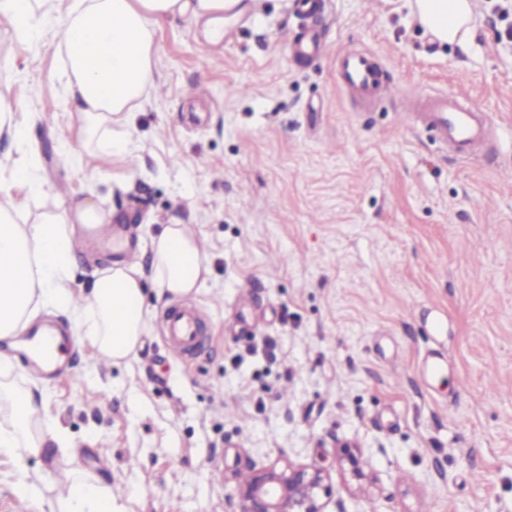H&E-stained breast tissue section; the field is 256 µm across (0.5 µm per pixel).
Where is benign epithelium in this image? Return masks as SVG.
I'll return each mask as SVG.
<instances>
[{"mask_svg": "<svg viewBox=\"0 0 512 512\" xmlns=\"http://www.w3.org/2000/svg\"><path fill=\"white\" fill-rule=\"evenodd\" d=\"M250 480L239 486L240 512H324L329 494L330 466L271 464L250 466Z\"/></svg>", "mask_w": 512, "mask_h": 512, "instance_id": "benign-epithelium-1", "label": "benign epithelium"}]
</instances>
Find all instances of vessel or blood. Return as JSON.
Segmentation results:
<instances>
[{"label": "vessel or blood", "mask_w": 512, "mask_h": 512, "mask_svg": "<svg viewBox=\"0 0 512 512\" xmlns=\"http://www.w3.org/2000/svg\"><path fill=\"white\" fill-rule=\"evenodd\" d=\"M338 77L343 87L360 98L389 90L372 55L364 52L344 54L340 59ZM405 115L465 157L475 154L491 137L490 119L458 96L437 94L424 98L408 95ZM161 331L175 356L191 355L203 345L200 312L196 307L178 305L165 310ZM30 342L41 359L36 366L37 371L47 377L59 376L61 363L68 354L65 329L53 327L33 335Z\"/></svg>", "instance_id": "b4317fda"}]
</instances>
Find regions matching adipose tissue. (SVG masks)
Listing matches in <instances>:
<instances>
[{"instance_id":"obj_1","label":"adipose tissue","mask_w":512,"mask_h":512,"mask_svg":"<svg viewBox=\"0 0 512 512\" xmlns=\"http://www.w3.org/2000/svg\"><path fill=\"white\" fill-rule=\"evenodd\" d=\"M248 8L247 0H71L61 41L65 92L83 117L84 136L101 133L112 149L121 147L123 126L154 82L156 30L166 18L179 14L211 23L238 18ZM55 9L56 0H0V16L30 39ZM414 13L438 41L467 47L468 0H415ZM19 217L11 200L0 201V342L22 335L39 311L50 308L83 330L96 359L119 364L135 355L147 331L146 282L159 294L186 297L206 281L202 242L192 226L166 224L150 239L149 267L115 264L96 275L88 293L75 294L74 235L77 226L101 224L96 206L86 202L32 224ZM14 371L12 356L0 353V453L50 446L71 454L66 434L38 429V399L33 390L12 389ZM52 510L127 512L122 496L78 469Z\"/></svg>"}]
</instances>
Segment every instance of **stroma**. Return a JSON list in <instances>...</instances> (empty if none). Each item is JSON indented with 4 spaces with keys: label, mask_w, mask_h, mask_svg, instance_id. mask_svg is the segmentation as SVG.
Instances as JSON below:
<instances>
[{
    "label": "stroma",
    "mask_w": 512,
    "mask_h": 512,
    "mask_svg": "<svg viewBox=\"0 0 512 512\" xmlns=\"http://www.w3.org/2000/svg\"><path fill=\"white\" fill-rule=\"evenodd\" d=\"M471 9L465 50L436 42L411 0H326L317 15L256 0L217 41L169 18L129 153L106 160L79 138L61 29L34 47L0 18V95L53 195L15 180L19 148L3 138L0 190L31 221L94 202L145 263L150 231L192 225L209 268L187 299L205 318L197 355L165 347L174 299L150 283L129 363L78 344L66 378L14 372V389L43 391L40 424L64 429L75 455L1 454L0 512H51L77 467L112 475L129 512H238L248 465L322 454L336 460L325 512H512V0ZM313 35L318 50L298 58ZM346 51L372 54L392 95L354 104L336 74ZM411 91L465 97L495 140L478 159L452 155L404 122ZM23 468L40 495L15 492Z\"/></svg>",
    "instance_id": "obj_1"
}]
</instances>
